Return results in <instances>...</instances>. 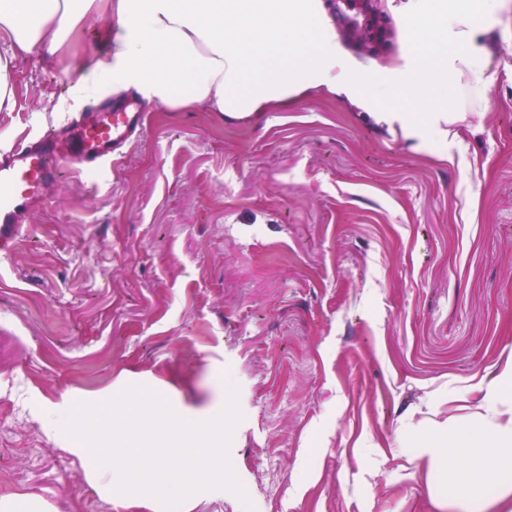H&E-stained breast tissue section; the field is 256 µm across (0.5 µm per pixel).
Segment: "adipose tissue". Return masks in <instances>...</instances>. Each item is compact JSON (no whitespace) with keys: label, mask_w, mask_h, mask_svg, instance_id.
Returning <instances> with one entry per match:
<instances>
[{"label":"adipose tissue","mask_w":512,"mask_h":512,"mask_svg":"<svg viewBox=\"0 0 512 512\" xmlns=\"http://www.w3.org/2000/svg\"><path fill=\"white\" fill-rule=\"evenodd\" d=\"M79 0H0L13 53L54 54L76 35ZM397 14L407 38L397 63L359 69L336 46L319 0H113L105 52L72 57L116 92L175 112L250 116L309 89L346 98L420 152L450 126L492 107L486 39L500 0H415ZM468 422L449 421L436 445L411 448L457 512H512V355L484 374Z\"/></svg>","instance_id":"adipose-tissue-1"}]
</instances>
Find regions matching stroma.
Returning <instances> with one entry per match:
<instances>
[{"mask_svg":"<svg viewBox=\"0 0 512 512\" xmlns=\"http://www.w3.org/2000/svg\"><path fill=\"white\" fill-rule=\"evenodd\" d=\"M375 0L397 59L393 6ZM498 78L481 128L458 124L447 159L309 90L257 119L148 113L98 186L63 172L0 259V496L54 512L114 507L45 421L119 376L190 406L223 371L244 414L230 449L255 512H449L405 450L470 412L485 370L512 351V0L495 16ZM0 150L112 94L63 84L48 56L13 60Z\"/></svg>","mask_w":512,"mask_h":512,"instance_id":"35a3bbf8","label":"stroma"}]
</instances>
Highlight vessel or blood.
Returning a JSON list of instances; mask_svg holds the SVG:
<instances>
[{
	"label": "vessel or blood",
	"mask_w": 512,
	"mask_h": 512,
	"mask_svg": "<svg viewBox=\"0 0 512 512\" xmlns=\"http://www.w3.org/2000/svg\"><path fill=\"white\" fill-rule=\"evenodd\" d=\"M134 99L98 102L26 145L0 152V256L9 254L32 208L50 201L61 170L102 179L107 165L146 129Z\"/></svg>",
	"instance_id": "vessel-or-blood-1"
}]
</instances>
